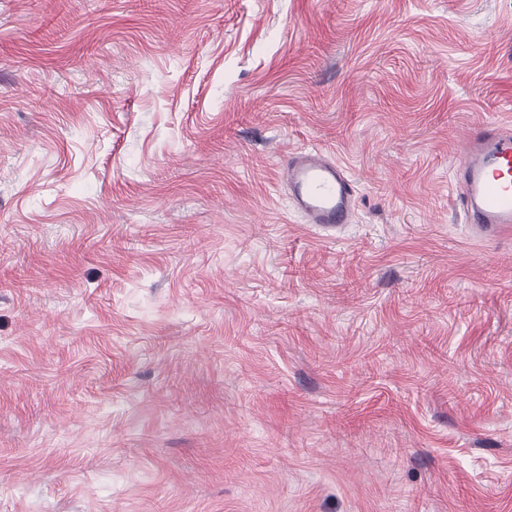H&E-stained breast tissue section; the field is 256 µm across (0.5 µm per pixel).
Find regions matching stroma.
<instances>
[{
	"instance_id": "stroma-1",
	"label": "stroma",
	"mask_w": 512,
	"mask_h": 512,
	"mask_svg": "<svg viewBox=\"0 0 512 512\" xmlns=\"http://www.w3.org/2000/svg\"><path fill=\"white\" fill-rule=\"evenodd\" d=\"M487 120L512 0H0V512H512ZM456 207L480 238L496 240L512 230V131L489 120L470 129L455 172ZM279 178L292 210L305 224L340 229L351 224L356 183L340 162L315 148L290 151L281 159Z\"/></svg>"
}]
</instances>
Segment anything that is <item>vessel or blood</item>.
Masks as SVG:
<instances>
[{
	"label": "vessel or blood",
	"mask_w": 512,
	"mask_h": 512,
	"mask_svg": "<svg viewBox=\"0 0 512 512\" xmlns=\"http://www.w3.org/2000/svg\"><path fill=\"white\" fill-rule=\"evenodd\" d=\"M457 208L480 238L512 233V130L489 120L470 130L455 172ZM279 178L292 210L307 224L338 229L351 223L356 183L340 162L315 148L288 152Z\"/></svg>",
	"instance_id": "b4317fda"
}]
</instances>
